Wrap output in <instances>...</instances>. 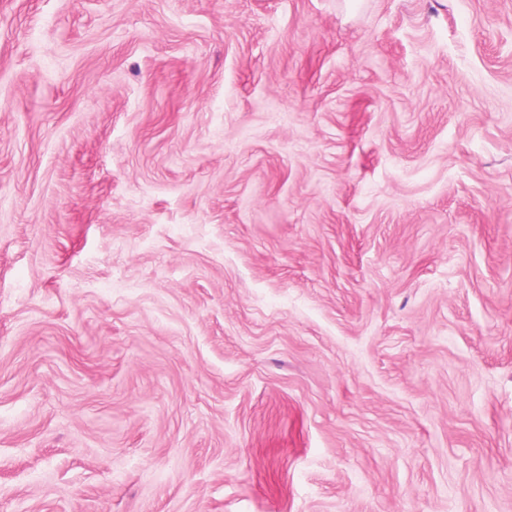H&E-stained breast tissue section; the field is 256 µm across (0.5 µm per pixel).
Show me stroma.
I'll return each mask as SVG.
<instances>
[{
    "mask_svg": "<svg viewBox=\"0 0 512 512\" xmlns=\"http://www.w3.org/2000/svg\"><path fill=\"white\" fill-rule=\"evenodd\" d=\"M0 512H512V0H0Z\"/></svg>",
    "mask_w": 512,
    "mask_h": 512,
    "instance_id": "1",
    "label": "stroma"
}]
</instances>
